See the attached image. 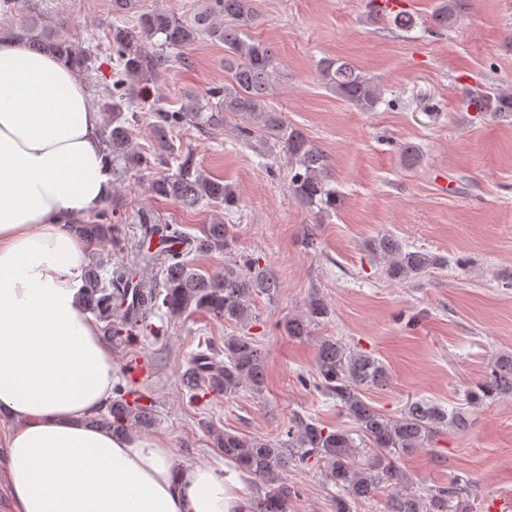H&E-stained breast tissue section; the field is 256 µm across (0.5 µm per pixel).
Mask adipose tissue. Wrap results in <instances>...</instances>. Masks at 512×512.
<instances>
[{"label": "adipose tissue", "mask_w": 512, "mask_h": 512, "mask_svg": "<svg viewBox=\"0 0 512 512\" xmlns=\"http://www.w3.org/2000/svg\"><path fill=\"white\" fill-rule=\"evenodd\" d=\"M112 193L83 75L0 42V461L13 512H244L239 472L86 419L118 379L82 299L89 250L67 230Z\"/></svg>", "instance_id": "1"}]
</instances>
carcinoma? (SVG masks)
I'll use <instances>...</instances> for the list:
<instances>
[{
    "instance_id": "1",
    "label": "carcinoma",
    "mask_w": 512,
    "mask_h": 512,
    "mask_svg": "<svg viewBox=\"0 0 512 512\" xmlns=\"http://www.w3.org/2000/svg\"><path fill=\"white\" fill-rule=\"evenodd\" d=\"M129 6L130 0H112V56L116 72L112 87L101 98L102 111L111 116L102 126V147L112 163L113 175L142 165V156L133 150L131 139V123L139 121V114L134 111L140 97L137 86L156 80L171 62L164 51L150 43L158 38L163 48L183 52L207 36L224 44L227 60L232 64L231 81L209 90L208 97L216 100L210 108H203L195 97L180 112L150 106L158 160L166 163L165 154L171 151L174 134L182 128L192 125L217 130L226 115H242L248 123L238 129L240 138L246 140L263 132L281 146L288 158L292 192L303 205L317 207L326 214L341 206L342 195L330 185L328 155L266 105L280 62L271 44L249 34L259 20L258 0H200V7L189 20L157 9L140 14L133 25L126 21ZM458 8V0H442L436 20L448 24ZM36 28L35 20H23L12 36L37 50L53 53L65 66L82 72L93 70L89 52L51 30L39 35ZM319 72L327 87L350 105L371 111L378 104L380 91L376 83L349 63L324 59ZM466 104L478 112H512V91H472ZM149 189L154 196L187 208L219 203L229 209L237 204L230 186L204 174L189 154L180 158L176 170L156 173L149 181ZM113 217L114 209L105 208L95 221L71 224L69 230L92 246L110 243L121 234ZM138 224L141 235L124 263L107 270L104 259L99 257L84 274V303L103 323V333L109 338L128 327L146 325L159 308L166 309L174 318L202 311L245 327L254 318L252 298L272 295L280 288L273 273L257 260L232 252V224H208L197 237L184 235L175 224L159 223L154 214L146 211L138 213ZM370 248L388 276L401 283L421 278L439 263V259L426 253L404 250L392 235L372 240ZM213 251L228 254L224 270H197L191 255ZM328 315V305L315 295L304 314L285 318L282 327L289 336L301 338ZM194 373L218 394L231 396L246 389L259 395L265 387L267 360L253 337L228 336L224 339V363L199 354L194 360ZM391 381L389 367L374 354L351 350L334 338H326L319 345L313 386L336 398L355 430L330 431L300 416L291 420L284 437L278 439L211 430L214 444L224 457L267 488L263 496L247 502V512H287L291 488L284 473L290 465L304 464L311 458L324 462L326 479L338 488L332 498L333 512H352L353 501L371 496L386 483L393 487L388 512H448L457 489L449 486L409 491V478L399 467V460L425 447L443 426L465 428L468 419L460 412L448 413L423 400L411 403L400 417L390 419L365 400V392L384 389ZM116 394L117 398L92 415V426L110 428L120 434L134 418L148 424L145 416L127 404L125 389L117 388ZM502 396H512V354L497 357L477 389L470 391L474 401ZM358 439L370 451L364 458L362 444L356 443Z\"/></svg>"
}]
</instances>
